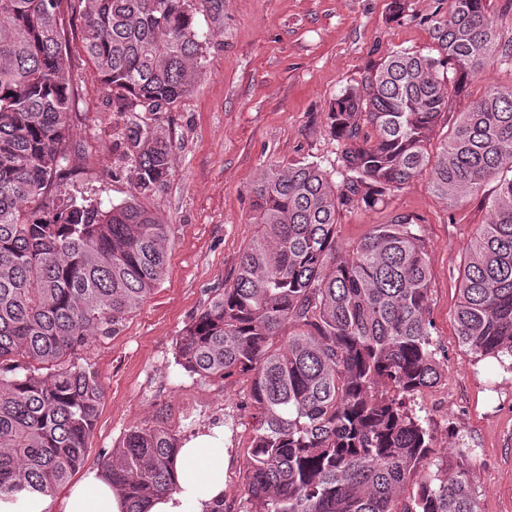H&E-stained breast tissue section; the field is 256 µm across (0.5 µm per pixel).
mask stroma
Segmentation results:
<instances>
[{
	"label": "stroma",
	"mask_w": 512,
	"mask_h": 512,
	"mask_svg": "<svg viewBox=\"0 0 512 512\" xmlns=\"http://www.w3.org/2000/svg\"><path fill=\"white\" fill-rule=\"evenodd\" d=\"M390 0H224L220 22L198 16L210 34L213 62L193 93L168 112L148 116L171 139L173 169L146 205L171 227L165 274L145 303L118 330L78 352L105 394L88 442L85 469L98 468L134 425H160L181 440L224 430V512H249L247 446L252 420L246 409L250 380L235 375L203 380L175 362L182 329L232 283L244 248L257 231L252 189L272 164L317 163L338 169L340 146L328 113L341 90L360 82L390 49L427 53V19L437 0H406L400 17ZM72 71L79 101L76 135L62 164L64 188L118 204L131 193L133 172L123 158L126 117L72 40ZM512 87V63H494L450 103L449 118L468 111L486 85ZM482 194L451 206L429 189L427 176L369 208L337 217L339 243L350 248L374 225L408 217L416 224L430 270L429 318L443 378L412 407L430 421L440 458L471 452V481L481 512H512V371L477 358L457 336V276L466 247L488 219Z\"/></svg>",
	"instance_id": "stroma-1"
}]
</instances>
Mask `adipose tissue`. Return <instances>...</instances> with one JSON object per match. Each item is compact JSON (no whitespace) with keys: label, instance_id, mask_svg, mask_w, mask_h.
Masks as SVG:
<instances>
[{"label":"adipose tissue","instance_id":"1","mask_svg":"<svg viewBox=\"0 0 512 512\" xmlns=\"http://www.w3.org/2000/svg\"><path fill=\"white\" fill-rule=\"evenodd\" d=\"M223 440L200 436L177 452L174 491L150 500L146 512H212L224 498ZM122 496L105 480L100 470H89L73 484L62 502L61 512H125Z\"/></svg>","mask_w":512,"mask_h":512}]
</instances>
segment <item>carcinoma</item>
Returning <instances> with one entry per match:
<instances>
[{
	"mask_svg": "<svg viewBox=\"0 0 512 512\" xmlns=\"http://www.w3.org/2000/svg\"><path fill=\"white\" fill-rule=\"evenodd\" d=\"M198 13L220 21L223 0H0V497L51 496L83 467L104 388L71 358L162 280L170 225L144 200L166 183L173 146L142 113L174 108L211 65ZM75 22L100 88L127 117L133 186L109 208L60 189ZM427 22L429 54L388 52L329 112L341 183L314 163L267 169L252 190L259 231L234 281L176 341L175 362L192 375L251 378V512H480L468 451L435 464L430 423L408 407L443 377L414 224L397 217L336 249L341 210L374 206L423 172L452 206L495 183L459 270L455 320L473 354L512 359V88L487 86L428 149L452 98L512 63V42L489 0H448ZM180 445L168 428L135 425L102 460L126 512L175 489Z\"/></svg>",
	"mask_w": 512,
	"mask_h": 512,
	"instance_id": "cac0c4a2",
	"label": "carcinoma"
}]
</instances>
